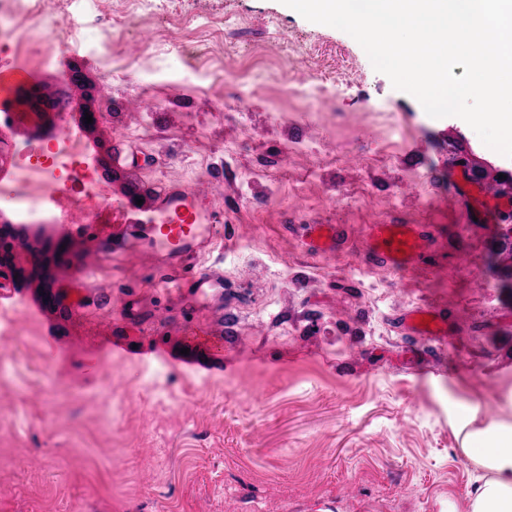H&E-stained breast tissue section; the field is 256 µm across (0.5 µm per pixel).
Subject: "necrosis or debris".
Segmentation results:
<instances>
[{"label":"necrosis or debris","instance_id":"1","mask_svg":"<svg viewBox=\"0 0 512 512\" xmlns=\"http://www.w3.org/2000/svg\"><path fill=\"white\" fill-rule=\"evenodd\" d=\"M79 9L97 14L105 30L133 23L114 14L103 0H0V57L25 71L54 63L68 53L71 39L82 34L75 17ZM47 11L55 16L52 46L26 32ZM55 112V127L12 141L17 176L12 184L0 185V211L15 224H111L113 209L123 203L100 183L95 157L72 128L67 90H60Z\"/></svg>","mask_w":512,"mask_h":512}]
</instances>
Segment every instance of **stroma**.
<instances>
[{"label":"stroma","mask_w":512,"mask_h":512,"mask_svg":"<svg viewBox=\"0 0 512 512\" xmlns=\"http://www.w3.org/2000/svg\"><path fill=\"white\" fill-rule=\"evenodd\" d=\"M170 19H232L213 48L180 58L122 35L123 79L98 57L75 58L111 121L83 131L102 149L126 139L148 184L198 178L213 154L238 153L201 193L224 210V333L210 369L182 354L207 312L153 287L154 260L111 261L84 241L53 270L58 305L0 321V512H469L474 432L512 423V239L476 224L448 179L464 135L488 174L512 158L461 118L434 119L377 72L347 33L282 0H166ZM329 95L303 98L311 82ZM220 90L215 112L209 90ZM148 113L151 131L140 125ZM246 115L245 123L234 119ZM404 130L389 138L388 122ZM297 147L288 164L247 179L257 159ZM344 225L346 250L308 254L288 222ZM432 224L435 264L368 266L370 225ZM102 298L63 312L81 260ZM428 300L448 313V339L405 335L399 313ZM136 305L135 324L120 323ZM163 341L162 358L102 347ZM469 404L481 407L471 422Z\"/></svg>","instance_id":"1"}]
</instances>
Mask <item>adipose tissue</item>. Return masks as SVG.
I'll use <instances>...</instances> for the list:
<instances>
[{
  "label": "adipose tissue",
  "mask_w": 512,
  "mask_h": 512,
  "mask_svg": "<svg viewBox=\"0 0 512 512\" xmlns=\"http://www.w3.org/2000/svg\"><path fill=\"white\" fill-rule=\"evenodd\" d=\"M461 453L477 473L469 512H512V425L474 435Z\"/></svg>",
  "instance_id": "adipose-tissue-1"
}]
</instances>
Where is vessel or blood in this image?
I'll list each match as a JSON object with an SVG mask.
<instances>
[{"label":"vessel or blood","mask_w":512,"mask_h":512,"mask_svg":"<svg viewBox=\"0 0 512 512\" xmlns=\"http://www.w3.org/2000/svg\"><path fill=\"white\" fill-rule=\"evenodd\" d=\"M28 79V74L0 68V115L6 116L8 125L16 130L42 123L40 114L24 115L8 108L12 88ZM133 188L144 196V205L127 204L118 222L108 228L91 223L16 224L9 245L17 253L35 239L68 247L91 240L99 253L108 256L151 251L157 258L155 286L178 289L189 308L205 310L209 315L212 336L196 337L193 344L197 362H205L216 346V335L224 329V274L211 266L201 267L200 262L224 250V211L204 202L184 182L169 181L153 187L137 181ZM288 231L298 235L311 254L337 253L347 245L340 224H292ZM435 237L431 224H374L366 258L369 264L392 271L415 269L433 261ZM447 322V312L430 302L416 304L398 319L407 335L437 343L447 339Z\"/></svg>","instance_id":"obj_1"}]
</instances>
